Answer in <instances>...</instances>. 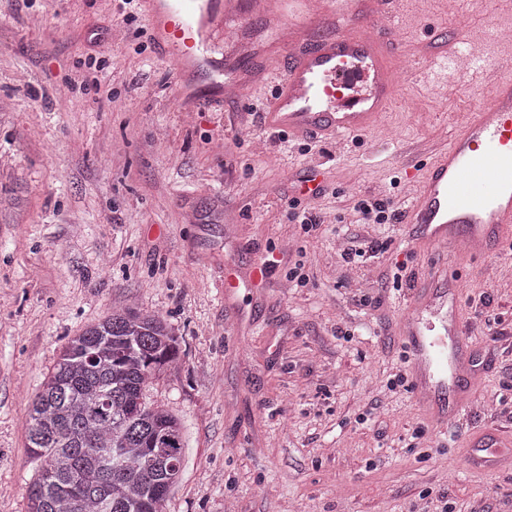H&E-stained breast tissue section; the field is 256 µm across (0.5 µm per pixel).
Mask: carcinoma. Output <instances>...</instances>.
<instances>
[{
    "instance_id": "carcinoma-1",
    "label": "carcinoma",
    "mask_w": 512,
    "mask_h": 512,
    "mask_svg": "<svg viewBox=\"0 0 512 512\" xmlns=\"http://www.w3.org/2000/svg\"><path fill=\"white\" fill-rule=\"evenodd\" d=\"M180 359L167 316L135 304L70 338L29 406L41 471L27 512H164L182 479V425L143 393Z\"/></svg>"
}]
</instances>
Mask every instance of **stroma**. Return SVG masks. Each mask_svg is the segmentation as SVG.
<instances>
[{
    "label": "stroma",
    "mask_w": 512,
    "mask_h": 512,
    "mask_svg": "<svg viewBox=\"0 0 512 512\" xmlns=\"http://www.w3.org/2000/svg\"><path fill=\"white\" fill-rule=\"evenodd\" d=\"M464 28L466 56L512 75V15L494 0H407L397 23L398 100L355 139L289 137L261 114L272 84L237 101L181 111L141 8L117 0H0V512H27L41 462L28 409L72 336L137 303L168 315L182 361L145 391L183 426L184 472L166 512H512V459L480 432H512V245L463 257L432 251L412 225L373 224L376 256L344 262L361 233L354 194L410 205L424 174L416 147L439 151L489 97L463 92L429 52ZM106 92L69 79L88 55ZM319 207L312 234L295 213ZM269 263L262 287L224 297V266ZM448 268L459 284L478 387L465 419L436 427L410 387L402 323L415 297L394 281ZM310 279L291 286L288 268Z\"/></svg>",
    "instance_id": "obj_1"
}]
</instances>
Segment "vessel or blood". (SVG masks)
<instances>
[{
    "label": "vessel or blood",
    "instance_id": "b4317fda",
    "mask_svg": "<svg viewBox=\"0 0 512 512\" xmlns=\"http://www.w3.org/2000/svg\"><path fill=\"white\" fill-rule=\"evenodd\" d=\"M149 17L154 48L174 75V98L194 111L222 98L264 84L278 60L275 42L246 52L224 54V30L244 15L265 16L268 29L284 35L292 51L277 82L268 128L290 135L353 137L369 131L390 106L399 76L388 64L397 48L394 21L402 0H281L278 13L265 0H141ZM460 80H479L492 90L489 102L474 108L455 130L447 148L427 165L423 181L405 214L430 247L480 254L512 240V78L473 58L458 68ZM266 266L224 267V288H254ZM457 285L447 269L434 270L420 283L402 333L411 357L412 388L437 425L468 412L472 387L457 388L446 406L429 402L430 380L465 374L463 354L449 344L465 335Z\"/></svg>",
    "mask_w": 512,
    "mask_h": 512
}]
</instances>
